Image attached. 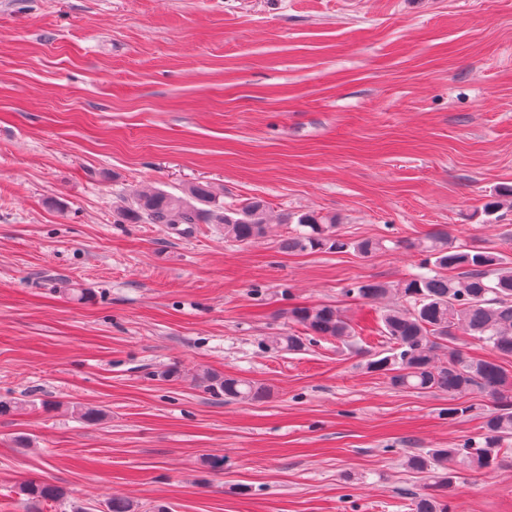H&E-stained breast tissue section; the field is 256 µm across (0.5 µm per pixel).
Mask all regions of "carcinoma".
Masks as SVG:
<instances>
[{
    "mask_svg": "<svg viewBox=\"0 0 512 512\" xmlns=\"http://www.w3.org/2000/svg\"><path fill=\"white\" fill-rule=\"evenodd\" d=\"M128 205L117 211V223L164 224L179 235H190L198 224H220L224 240L249 244L264 238L271 225L260 199L239 208H226L207 185H193L185 195L163 190L134 192ZM298 230L280 239L286 252L329 251L353 248L366 256L380 243L364 239L347 241L336 234V220L303 213ZM423 255L420 272L391 285L357 281L344 289L347 296L376 301L396 292L403 304L387 309L380 317L389 347L370 354L367 369L387 376L398 390L421 394H448V420L467 417L473 405L467 396L486 393L491 406L484 416L482 433L447 448H432L407 457L406 467L415 474H431L432 483L414 500L415 512H450L448 492L457 479V468L488 469L512 446V372L501 363L467 356L448 342L467 337L470 343L500 356L512 357V258L484 248L463 249L448 241V234H427L411 243ZM291 320L303 335L268 337V345L300 351L320 339L353 340L355 327L334 305L295 306ZM448 350L441 362L438 352ZM207 390L226 401L253 403L266 398V390L242 378L212 375ZM20 495L38 508L65 497L62 487L47 480L28 479Z\"/></svg>",
    "mask_w": 512,
    "mask_h": 512,
    "instance_id": "obj_1",
    "label": "carcinoma"
}]
</instances>
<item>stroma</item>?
<instances>
[{"label":"stroma","instance_id":"obj_1","mask_svg":"<svg viewBox=\"0 0 512 512\" xmlns=\"http://www.w3.org/2000/svg\"><path fill=\"white\" fill-rule=\"evenodd\" d=\"M194 184L262 199L272 233L116 221L132 190ZM503 187L512 0H0V512H28L30 477L71 497L44 512H412L406 457L477 436L489 399L452 422L447 394L392 388L366 367L379 306L341 291L416 273L427 233L505 249L512 197L481 215ZM309 211L381 249L281 251ZM319 304L355 345L264 347ZM209 373L269 395L224 401ZM450 505L512 512V452Z\"/></svg>","mask_w":512,"mask_h":512}]
</instances>
